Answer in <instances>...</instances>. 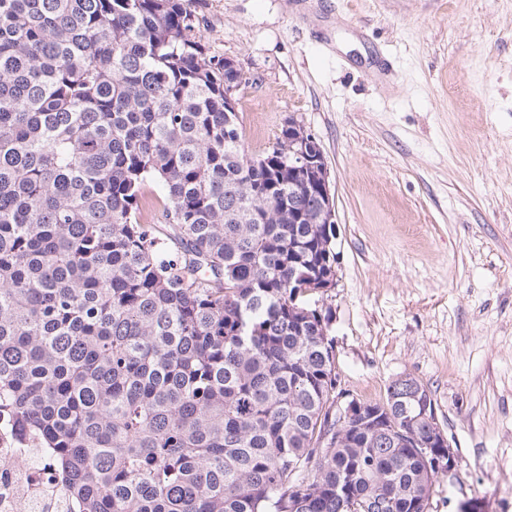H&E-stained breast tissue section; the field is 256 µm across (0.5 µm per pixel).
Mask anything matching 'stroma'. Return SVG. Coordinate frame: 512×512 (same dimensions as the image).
Listing matches in <instances>:
<instances>
[{"instance_id": "1", "label": "stroma", "mask_w": 512, "mask_h": 512, "mask_svg": "<svg viewBox=\"0 0 512 512\" xmlns=\"http://www.w3.org/2000/svg\"><path fill=\"white\" fill-rule=\"evenodd\" d=\"M249 77V152L295 119L335 193L341 387L430 393L455 450L431 512H512V0H191Z\"/></svg>"}]
</instances>
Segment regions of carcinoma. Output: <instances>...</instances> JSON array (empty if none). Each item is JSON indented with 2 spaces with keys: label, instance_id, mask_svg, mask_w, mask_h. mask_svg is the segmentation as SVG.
Instances as JSON below:
<instances>
[{
  "label": "carcinoma",
  "instance_id": "carcinoma-1",
  "mask_svg": "<svg viewBox=\"0 0 512 512\" xmlns=\"http://www.w3.org/2000/svg\"><path fill=\"white\" fill-rule=\"evenodd\" d=\"M226 80L189 0H0V439L77 512H430L397 384L322 441L336 231Z\"/></svg>",
  "mask_w": 512,
  "mask_h": 512
}]
</instances>
